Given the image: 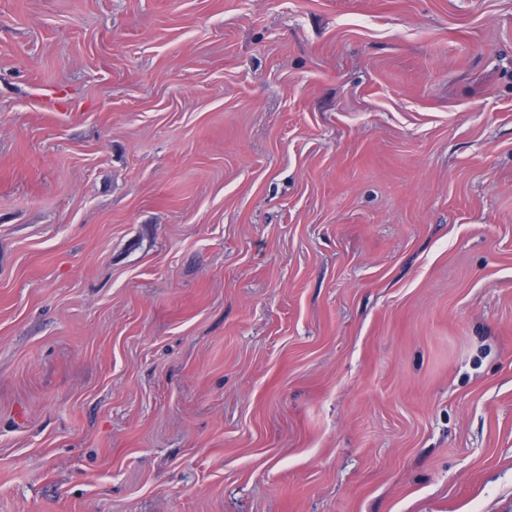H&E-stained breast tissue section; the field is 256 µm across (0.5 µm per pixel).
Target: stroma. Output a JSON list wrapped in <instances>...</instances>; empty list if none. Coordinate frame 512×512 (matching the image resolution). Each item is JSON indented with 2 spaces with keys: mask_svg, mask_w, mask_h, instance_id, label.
<instances>
[{
  "mask_svg": "<svg viewBox=\"0 0 512 512\" xmlns=\"http://www.w3.org/2000/svg\"><path fill=\"white\" fill-rule=\"evenodd\" d=\"M0 512H512V0H0Z\"/></svg>",
  "mask_w": 512,
  "mask_h": 512,
  "instance_id": "1",
  "label": "stroma"
}]
</instances>
